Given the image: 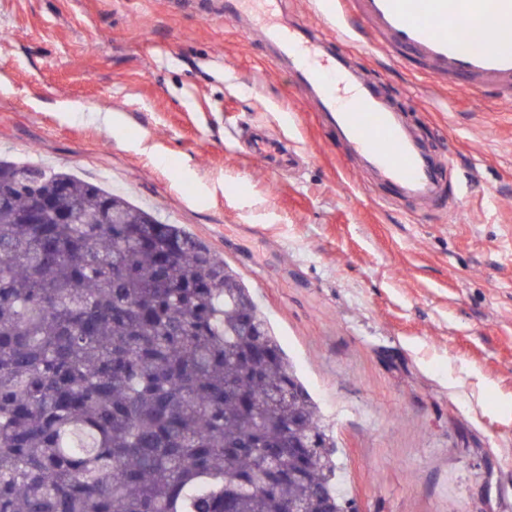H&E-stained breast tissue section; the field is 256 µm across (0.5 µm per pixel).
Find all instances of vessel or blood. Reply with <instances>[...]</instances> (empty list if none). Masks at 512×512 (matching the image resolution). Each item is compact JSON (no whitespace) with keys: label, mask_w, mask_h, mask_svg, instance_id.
Instances as JSON below:
<instances>
[{"label":"vessel or blood","mask_w":512,"mask_h":512,"mask_svg":"<svg viewBox=\"0 0 512 512\" xmlns=\"http://www.w3.org/2000/svg\"><path fill=\"white\" fill-rule=\"evenodd\" d=\"M282 0H224V13L242 17L261 34L295 81L311 90L326 127L348 148L352 164L365 167L396 198L446 208L453 172L449 158L436 154L411 130L401 113L381 98L363 73L347 69L340 54L302 26L280 20ZM336 23L347 35L374 33L385 52L417 60L436 79H458L462 93L494 89L512 97V48L498 40L512 28V0H337ZM484 33L482 47H470L473 25ZM252 154L292 166L294 151L256 135Z\"/></svg>","instance_id":"b4317fda"}]
</instances>
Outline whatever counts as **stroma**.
Listing matches in <instances>:
<instances>
[{
  "mask_svg": "<svg viewBox=\"0 0 512 512\" xmlns=\"http://www.w3.org/2000/svg\"><path fill=\"white\" fill-rule=\"evenodd\" d=\"M209 9L0 0V158L123 192L239 273L336 432L353 512H512V100L339 42L451 158L456 210L395 203L261 36ZM283 18L336 35L317 0ZM256 126L299 166L252 156Z\"/></svg>",
  "mask_w": 512,
  "mask_h": 512,
  "instance_id": "stroma-1",
  "label": "stroma"
}]
</instances>
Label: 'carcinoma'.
<instances>
[{
    "label": "carcinoma",
    "instance_id": "cac0c4a2",
    "mask_svg": "<svg viewBox=\"0 0 512 512\" xmlns=\"http://www.w3.org/2000/svg\"><path fill=\"white\" fill-rule=\"evenodd\" d=\"M336 448L224 259L0 160V512H350Z\"/></svg>",
    "mask_w": 512,
    "mask_h": 512
}]
</instances>
